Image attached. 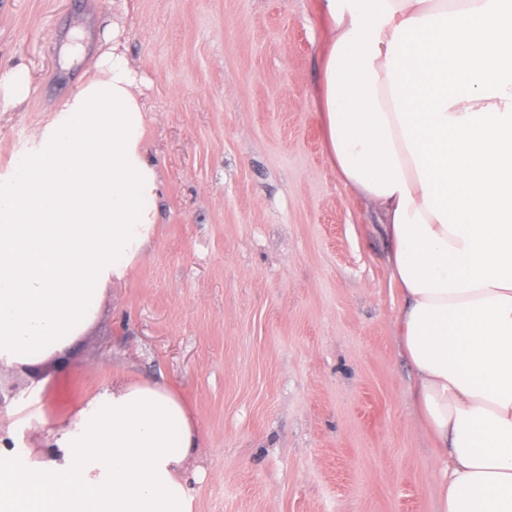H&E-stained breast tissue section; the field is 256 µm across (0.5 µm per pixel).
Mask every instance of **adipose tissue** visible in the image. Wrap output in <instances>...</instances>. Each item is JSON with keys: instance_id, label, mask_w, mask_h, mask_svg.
I'll list each match as a JSON object with an SVG mask.
<instances>
[{"instance_id": "1", "label": "adipose tissue", "mask_w": 512, "mask_h": 512, "mask_svg": "<svg viewBox=\"0 0 512 512\" xmlns=\"http://www.w3.org/2000/svg\"><path fill=\"white\" fill-rule=\"evenodd\" d=\"M313 105L342 183L376 201L439 512H512V0H319ZM95 75L0 182V365L38 366L95 320L139 257L162 182L139 79L108 27ZM200 437L165 385L87 400L14 464L0 512H193Z\"/></svg>"}]
</instances>
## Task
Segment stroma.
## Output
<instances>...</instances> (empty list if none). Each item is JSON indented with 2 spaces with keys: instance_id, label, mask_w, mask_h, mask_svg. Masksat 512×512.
<instances>
[{
  "instance_id": "35a3bbf8",
  "label": "stroma",
  "mask_w": 512,
  "mask_h": 512,
  "mask_svg": "<svg viewBox=\"0 0 512 512\" xmlns=\"http://www.w3.org/2000/svg\"><path fill=\"white\" fill-rule=\"evenodd\" d=\"M113 0H0V176L92 74ZM146 156L163 190L96 321L8 406L24 453L117 382L177 393L201 441L194 512H438L437 463L399 351L391 246L344 187L311 92L317 0H126ZM31 80L28 69L18 65L0 75V100L5 107H20L29 98Z\"/></svg>"
}]
</instances>
